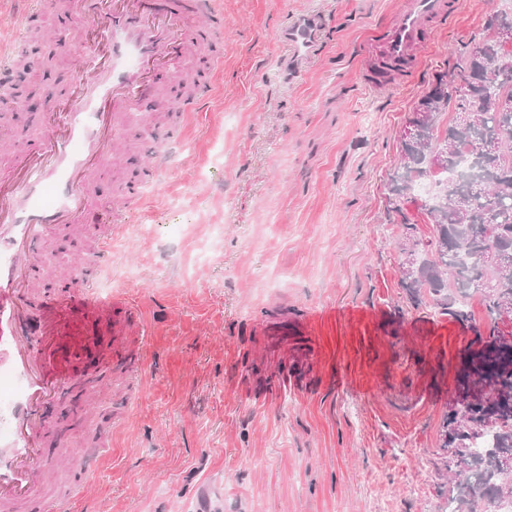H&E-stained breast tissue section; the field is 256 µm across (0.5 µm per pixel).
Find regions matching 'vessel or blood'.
Wrapping results in <instances>:
<instances>
[{
    "label": "vessel or blood",
    "instance_id": "1",
    "mask_svg": "<svg viewBox=\"0 0 512 512\" xmlns=\"http://www.w3.org/2000/svg\"><path fill=\"white\" fill-rule=\"evenodd\" d=\"M45 6L68 16L87 62L48 106L40 135L0 170V373L19 385L0 406V512H64L68 497L45 496L36 477L55 456L85 467L89 451L65 443L40 447L42 407L60 383L80 387L114 366L134 374L143 359L127 339V324L138 316L133 304L99 297L78 267L59 275L58 293L42 301L40 320L32 322L39 252L64 225L92 236L95 264L111 261L121 216L95 211L93 192L124 120L147 104L174 105L189 118L200 111L209 87L176 101L161 88L179 82L183 62L200 56L225 25L217 0H46ZM458 9V0H398L395 20L361 43L365 86L375 92L413 79L435 28ZM316 34L309 19L280 31L303 55L313 51Z\"/></svg>",
    "mask_w": 512,
    "mask_h": 512
}]
</instances>
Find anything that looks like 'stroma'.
I'll use <instances>...</instances> for the list:
<instances>
[{
  "mask_svg": "<svg viewBox=\"0 0 512 512\" xmlns=\"http://www.w3.org/2000/svg\"><path fill=\"white\" fill-rule=\"evenodd\" d=\"M395 0H223V62L192 61L188 82L213 96L128 122L111 173L97 188L103 214L117 183L142 202L125 214L113 266L86 273L101 296L143 309L147 359L139 378L68 388L44 413L45 447L84 448L105 429L110 451L88 476L49 469L43 489L70 512H448L441 426L474 335L433 308H410L400 286L402 221L418 238L433 225L414 195L386 188L401 135L437 74L477 42L498 0H461L418 74L391 93L361 79L367 32L393 19ZM0 0V53L30 64L0 89V157L38 134L42 106L60 98L78 62L53 34L61 14ZM315 18L314 55L296 60L278 37ZM166 143L163 167L152 168ZM305 319L277 342L257 333L279 313ZM305 356L306 370L267 403L254 370Z\"/></svg>",
  "mask_w": 512,
  "mask_h": 512,
  "instance_id": "obj_1",
  "label": "stroma"
}]
</instances>
